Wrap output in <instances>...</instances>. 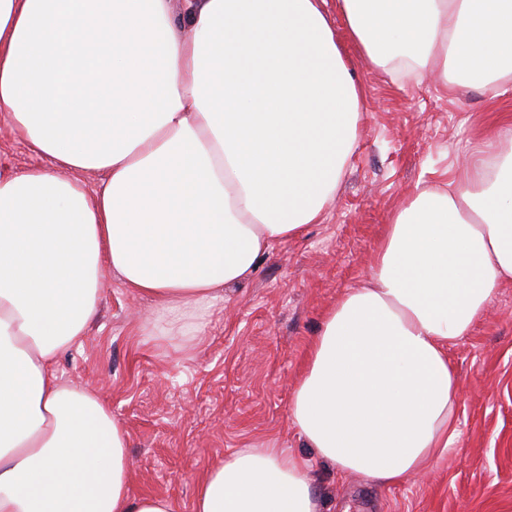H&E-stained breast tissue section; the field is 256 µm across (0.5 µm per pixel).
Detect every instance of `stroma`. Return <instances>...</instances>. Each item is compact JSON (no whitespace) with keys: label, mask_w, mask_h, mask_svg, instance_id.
<instances>
[{"label":"stroma","mask_w":512,"mask_h":512,"mask_svg":"<svg viewBox=\"0 0 512 512\" xmlns=\"http://www.w3.org/2000/svg\"><path fill=\"white\" fill-rule=\"evenodd\" d=\"M353 66L365 87L358 143L321 223L274 246L180 336L153 300L108 276L82 343L59 357V376L97 391L127 430L133 493L193 512L207 468L240 448L271 447L308 460L322 512H512V285L450 348L460 436L426 471L391 487L336 475L289 418L322 314L367 278L394 206L416 185L459 177L483 130L512 113L511 97Z\"/></svg>","instance_id":"35a3bbf8"}]
</instances>
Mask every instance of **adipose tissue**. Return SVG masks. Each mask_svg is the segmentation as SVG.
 <instances>
[{"label":"adipose tissue","instance_id":"adipose-tissue-1","mask_svg":"<svg viewBox=\"0 0 512 512\" xmlns=\"http://www.w3.org/2000/svg\"><path fill=\"white\" fill-rule=\"evenodd\" d=\"M336 15L374 70L512 95V0H0V118L47 161L0 169V512H177L131 491L125 427L55 365L106 276L200 319L321 221L363 99ZM483 142L391 211L310 342L289 416L337 474L396 485L459 437L448 350L512 284V115ZM320 510L278 448L225 457L193 503Z\"/></svg>","mask_w":512,"mask_h":512}]
</instances>
